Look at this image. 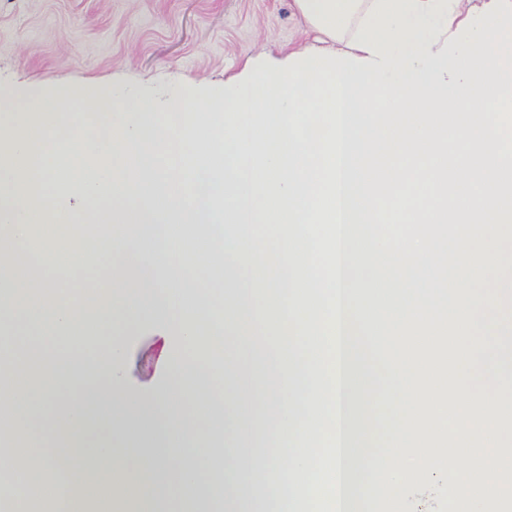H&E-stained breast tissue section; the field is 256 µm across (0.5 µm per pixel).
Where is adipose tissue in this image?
I'll use <instances>...</instances> for the list:
<instances>
[{
	"instance_id": "ef3b65f1",
	"label": "adipose tissue",
	"mask_w": 512,
	"mask_h": 512,
	"mask_svg": "<svg viewBox=\"0 0 512 512\" xmlns=\"http://www.w3.org/2000/svg\"><path fill=\"white\" fill-rule=\"evenodd\" d=\"M299 13L328 47L291 54L285 71L252 74L225 85L208 104L178 95L161 109L95 93L25 104L0 98V329L24 314L38 335L95 330L105 340L95 361L43 359L33 381L9 340L0 341V436L16 435L17 450L0 453V472L24 470L44 498L62 481L95 483L106 501L84 498L78 512H159L170 478L182 488L208 481L237 512H254L248 496L264 482L274 512H302L316 471L308 442L328 426L340 439L342 512H363V400L350 307L338 277L321 278L328 255L309 245L300 205L336 198L374 181L410 176L468 175L512 154V0H295ZM181 118L179 163L168 162V114ZM112 126L111 139L86 135L90 117ZM234 144L251 161L250 194L241 198L224 158ZM123 157L116 166L115 157ZM202 171L203 205L188 203L184 185ZM109 212L115 229L64 266L18 261L34 225L67 215L78 231ZM277 225L283 254L256 243V223ZM173 225L167 264L174 275L152 280L154 256L144 225ZM230 254L223 263L220 253ZM104 266L99 299L71 301L65 282ZM252 274L241 288L238 272ZM224 328L225 358L243 375L214 398L204 373L186 366L201 351L212 323ZM148 329L159 338L165 365L179 368L173 384L145 402L120 377L126 348L121 331ZM274 337L278 372L260 349ZM308 351L310 381L287 384L297 347ZM57 418L44 417L47 403ZM166 410L157 429L152 404ZM492 396L476 397L487 413L468 435L486 461L484 480L498 499H471L468 512H512V422L496 416ZM213 432L203 445L215 460L202 476L187 447L199 418ZM35 419L54 437L51 453L35 449L20 428ZM237 424V441L225 439ZM126 447L117 459L114 441Z\"/></svg>"
}]
</instances>
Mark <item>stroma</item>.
<instances>
[{
	"label": "stroma",
	"instance_id": "1",
	"mask_svg": "<svg viewBox=\"0 0 512 512\" xmlns=\"http://www.w3.org/2000/svg\"><path fill=\"white\" fill-rule=\"evenodd\" d=\"M315 43L294 0H0V94L23 102L97 90L164 103L208 99L225 82L283 66ZM512 275V240L472 281V333L485 338L481 367L498 376L499 406L512 407V336L489 338L486 305ZM126 383L143 398L175 380L157 338L125 336Z\"/></svg>",
	"mask_w": 512,
	"mask_h": 512
}]
</instances>
